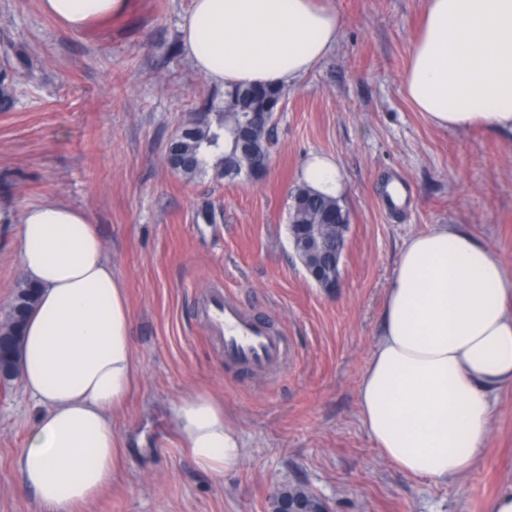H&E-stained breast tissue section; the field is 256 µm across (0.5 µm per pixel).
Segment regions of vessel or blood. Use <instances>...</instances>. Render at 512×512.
<instances>
[{"mask_svg":"<svg viewBox=\"0 0 512 512\" xmlns=\"http://www.w3.org/2000/svg\"><path fill=\"white\" fill-rule=\"evenodd\" d=\"M201 315L224 349L225 362L268 372L280 365L287 343L230 292L214 288L202 299Z\"/></svg>","mask_w":512,"mask_h":512,"instance_id":"b4317fda","label":"vessel or blood"}]
</instances>
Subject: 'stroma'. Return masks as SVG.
Instances as JSON below:
<instances>
[{
    "instance_id": "35a3bbf8",
    "label": "stroma",
    "mask_w": 512,
    "mask_h": 512,
    "mask_svg": "<svg viewBox=\"0 0 512 512\" xmlns=\"http://www.w3.org/2000/svg\"><path fill=\"white\" fill-rule=\"evenodd\" d=\"M192 0H128L73 32L40 0H0V324L21 279L23 211L48 199L86 209L126 290L137 386L114 417L123 469L92 512H270L301 484L333 512H488L512 491V389L492 398L478 463L450 481L385 459L357 408L398 255L412 236L461 224L512 266V134L432 126L406 98L426 0H333L337 44L287 91L268 172L188 180L165 155L214 93L180 42ZM332 156L349 213L341 286L310 281L288 243L290 193L310 155ZM410 194L384 209L390 187ZM223 284L288 338V359L256 376L229 366L197 314ZM199 392L223 400L246 448L234 471H200L169 426ZM36 410L0 384V512H39L14 468Z\"/></svg>"
}]
</instances>
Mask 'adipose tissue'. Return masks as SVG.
I'll use <instances>...</instances> for the list:
<instances>
[{
  "label": "adipose tissue",
  "mask_w": 512,
  "mask_h": 512,
  "mask_svg": "<svg viewBox=\"0 0 512 512\" xmlns=\"http://www.w3.org/2000/svg\"><path fill=\"white\" fill-rule=\"evenodd\" d=\"M74 32L121 14L127 0H41ZM194 68L212 83L292 87L333 48L331 0H192L180 26ZM403 91L434 126L512 133V0H427ZM301 178L339 196L333 158ZM19 262L38 300L19 375L38 414L14 461L43 512H85L112 485L123 452L112 414L137 374L126 292L85 210L47 200L22 216ZM512 387V269L455 224L409 239L381 311L380 340L357 405L376 447L404 474L447 481L470 470L492 428V397ZM171 423L194 464L238 468L243 439L222 400L201 392Z\"/></svg>",
  "instance_id": "1"
}]
</instances>
